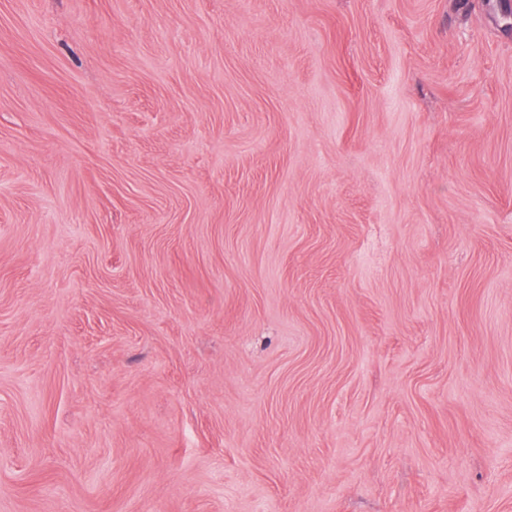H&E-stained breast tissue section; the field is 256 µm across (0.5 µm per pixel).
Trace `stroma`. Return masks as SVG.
<instances>
[{
	"instance_id": "35a3bbf8",
	"label": "stroma",
	"mask_w": 512,
	"mask_h": 512,
	"mask_svg": "<svg viewBox=\"0 0 512 512\" xmlns=\"http://www.w3.org/2000/svg\"><path fill=\"white\" fill-rule=\"evenodd\" d=\"M0 512H512V0H0Z\"/></svg>"
}]
</instances>
